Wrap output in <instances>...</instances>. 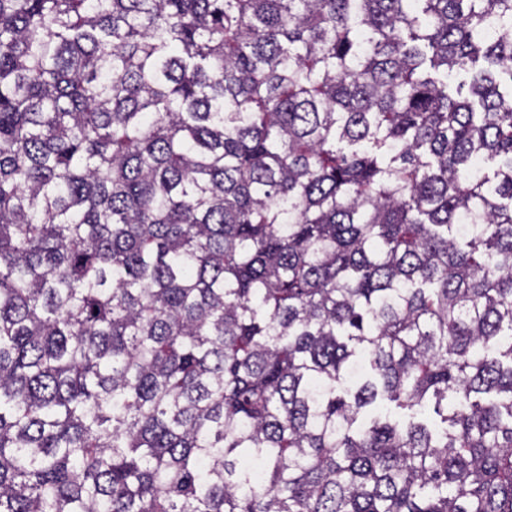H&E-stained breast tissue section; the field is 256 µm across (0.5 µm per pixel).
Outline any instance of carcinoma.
Returning a JSON list of instances; mask_svg holds the SVG:
<instances>
[{
  "instance_id": "cac0c4a2",
  "label": "carcinoma",
  "mask_w": 512,
  "mask_h": 512,
  "mask_svg": "<svg viewBox=\"0 0 512 512\" xmlns=\"http://www.w3.org/2000/svg\"><path fill=\"white\" fill-rule=\"evenodd\" d=\"M0 512H512V0H0Z\"/></svg>"
}]
</instances>
